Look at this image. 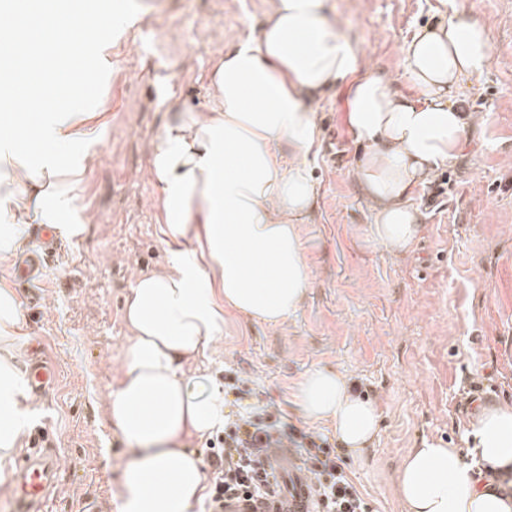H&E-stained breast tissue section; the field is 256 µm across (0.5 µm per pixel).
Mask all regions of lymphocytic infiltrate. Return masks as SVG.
Returning <instances> with one entry per match:
<instances>
[{
	"label": "lymphocytic infiltrate",
	"mask_w": 512,
	"mask_h": 512,
	"mask_svg": "<svg viewBox=\"0 0 512 512\" xmlns=\"http://www.w3.org/2000/svg\"><path fill=\"white\" fill-rule=\"evenodd\" d=\"M219 446L207 451L203 464L212 473L207 512H224L226 498L269 495L280 491L277 475L265 468L270 448L291 444L303 458L324 512H368V505L348 480L344 461L328 440L282 423L267 405L249 404L224 422Z\"/></svg>",
	"instance_id": "lymphocytic-infiltrate-1"
}]
</instances>
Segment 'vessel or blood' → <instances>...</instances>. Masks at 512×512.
<instances>
[{"label": "vessel or blood", "instance_id": "obj_1", "mask_svg": "<svg viewBox=\"0 0 512 512\" xmlns=\"http://www.w3.org/2000/svg\"><path fill=\"white\" fill-rule=\"evenodd\" d=\"M22 28L23 38L8 34L0 36V68L15 78L36 76L32 92L47 96L63 91L64 86L58 81L62 65L50 56V36L57 28L55 15L40 14L34 20L23 23ZM36 239L37 249L22 261L23 272L29 277L41 272L47 256L55 252L60 244L56 233L44 225L37 226ZM56 380L54 365L46 357L33 356L28 365L26 381L34 394H45ZM267 467L274 474H286L287 492L277 496H255L248 501H228L224 504V512H318L320 501L314 495L293 449H271ZM56 477L57 464L47 449H27L19 466L11 501L12 512H42Z\"/></svg>", "mask_w": 512, "mask_h": 512}]
</instances>
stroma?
<instances>
[{
  "label": "stroma",
  "mask_w": 512,
  "mask_h": 512,
  "mask_svg": "<svg viewBox=\"0 0 512 512\" xmlns=\"http://www.w3.org/2000/svg\"><path fill=\"white\" fill-rule=\"evenodd\" d=\"M136 25L112 45V77L99 100L95 158L63 236L35 280L17 260L0 262L27 334L20 367L41 353L57 386L30 397L15 452L0 465V512H9L20 454L40 438L61 469L48 512H118L132 451L109 416L130 336L124 295L160 269L168 247L158 222L160 189L148 174L147 144L184 105L206 102L208 75L232 43L259 37L269 0H128ZM329 17L372 73L409 92L404 47L428 24L469 16L490 38L488 63L458 93L481 114L455 160L416 189L420 231L393 255L369 230L353 176L363 149L345 117L347 89L317 102L321 147L309 158L318 183L301 236L310 278L300 309L279 327L225 315L223 338L182 366L189 383L224 385L233 368L273 403L281 420L333 437L305 419L294 394L304 375L328 367L377 402L380 429L363 457H345L347 478L369 512H402L393 487L409 449L430 442L470 451V423L484 407L512 406V0H328Z\"/></svg>",
  "instance_id": "obj_1"
}]
</instances>
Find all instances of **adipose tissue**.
I'll use <instances>...</instances> for the list:
<instances>
[{
  "label": "adipose tissue",
  "mask_w": 512,
  "mask_h": 512,
  "mask_svg": "<svg viewBox=\"0 0 512 512\" xmlns=\"http://www.w3.org/2000/svg\"><path fill=\"white\" fill-rule=\"evenodd\" d=\"M135 22L116 16L111 37L92 40L93 59L78 68L82 85L111 76L112 43ZM489 50L485 29L464 16L422 29L405 50L406 96L369 73L330 22L327 0H270L261 36L237 41L211 68L205 109L176 113L150 141L162 232L174 248L165 269L136 279L124 300L132 337L109 402L133 451L120 512H192L204 474L184 440L223 425L227 409L223 393L181 378L184 361L223 336L226 312L280 326L306 295L300 226L318 195L308 164L321 144L318 96L347 84L346 122L366 148L354 174L370 230L389 252H405L420 224L414 190L462 150L479 121L456 96L482 73ZM78 99L47 107L29 98L35 128L0 130V262L22 246L30 218L61 223L79 197L94 130ZM28 398L15 356L0 351V463L15 449ZM296 402L305 418L332 426L353 456L377 433L374 403L330 369L309 371ZM472 428L486 479L476 478L460 449H410L394 488L404 512H512V407L481 410Z\"/></svg>",
  "instance_id": "adipose-tissue-1"
}]
</instances>
